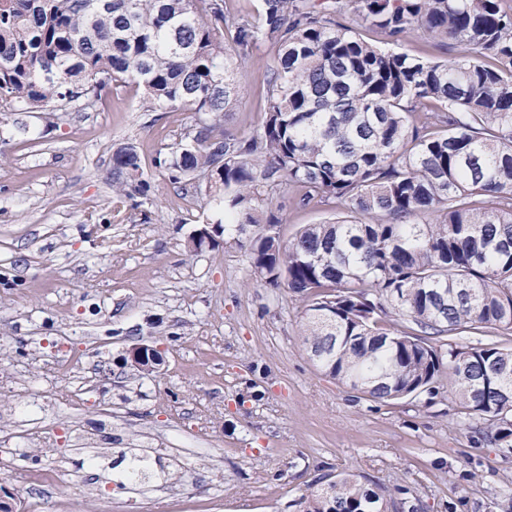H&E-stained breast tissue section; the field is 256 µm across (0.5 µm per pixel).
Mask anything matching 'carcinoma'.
<instances>
[{
    "instance_id": "cac0c4a2",
    "label": "carcinoma",
    "mask_w": 512,
    "mask_h": 512,
    "mask_svg": "<svg viewBox=\"0 0 512 512\" xmlns=\"http://www.w3.org/2000/svg\"><path fill=\"white\" fill-rule=\"evenodd\" d=\"M351 9L398 43L411 35L447 62L396 52L336 22ZM274 42L261 128L219 121L240 65ZM147 112L196 115L188 142L158 153L173 181L206 182L207 203L248 239L254 277L306 302L303 336L330 378L377 402L432 393L448 367L462 414L512 454V0H0V113L60 112L112 85ZM138 146L112 153V191L149 188ZM333 217L285 240L273 200ZM410 318V332L389 314ZM457 342L442 351L432 337ZM354 478L331 480L303 512H387Z\"/></svg>"
}]
</instances>
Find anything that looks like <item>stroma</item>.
<instances>
[{"label": "stroma", "instance_id": "35a3bbf8", "mask_svg": "<svg viewBox=\"0 0 512 512\" xmlns=\"http://www.w3.org/2000/svg\"><path fill=\"white\" fill-rule=\"evenodd\" d=\"M266 43L242 65L224 130L265 117ZM0 126V437L24 448L0 498L32 512L26 474L54 459L76 484L46 488L62 512H300L315 482L343 473L417 512H512V457L477 440L447 375L430 400L371 401L326 376L302 337L305 304L257 284L247 236L215 220L204 188L155 167L194 123L145 112L128 86L93 110L11 112ZM136 142L147 195L112 196V151ZM157 347L145 375L129 349ZM137 456L152 478L121 482Z\"/></svg>", "mask_w": 512, "mask_h": 512}]
</instances>
